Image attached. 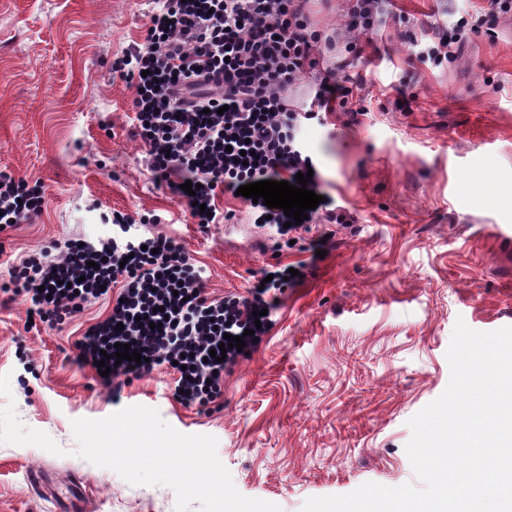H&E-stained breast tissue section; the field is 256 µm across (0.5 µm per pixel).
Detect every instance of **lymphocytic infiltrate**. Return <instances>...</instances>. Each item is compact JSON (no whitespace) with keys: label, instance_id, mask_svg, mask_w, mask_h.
Returning <instances> with one entry per match:
<instances>
[{"label":"lymphocytic infiltrate","instance_id":"obj_1","mask_svg":"<svg viewBox=\"0 0 512 512\" xmlns=\"http://www.w3.org/2000/svg\"><path fill=\"white\" fill-rule=\"evenodd\" d=\"M307 0H157L142 42L112 62V74L133 85L132 134L146 148L148 162L172 191L197 184L187 196L190 215L200 228L220 223L217 190L236 192L263 180L295 182L313 160L301 136L309 122L324 123L328 114L359 124L364 108L355 106L353 90L338 80L345 61L321 67L315 52L335 49L337 37L313 30ZM386 0H347L341 37L345 49L359 53L361 34L377 30ZM512 13V0H488L485 8L438 27L420 44V62L442 66L455 62L466 32L494 28ZM316 78L307 105H297L293 86L308 72ZM42 204L38 186L0 174V224H19L36 216ZM307 222L288 224L283 210L260 206L257 223L286 228L300 240L310 219L322 224V239L351 228L350 212L324 202L308 210ZM114 236L66 244L60 260L26 258L15 275L33 313L60 322L82 304L98 299L102 285L120 284V299L108 318L90 328L79 344L85 362L104 360L115 377L140 376L181 361L175 382L187 405L207 406L220 390L226 367L237 363V349L224 361L210 357L224 334L242 337L255 348L271 326L275 301L265 292L280 290L287 267L274 271L261 290L246 296H205L202 271L190 262L182 244L157 234H135V220L112 217ZM130 344L141 362L117 360V344Z\"/></svg>","mask_w":512,"mask_h":512}]
</instances>
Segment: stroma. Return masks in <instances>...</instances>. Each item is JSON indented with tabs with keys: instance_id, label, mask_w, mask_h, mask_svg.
I'll list each match as a JSON object with an SVG mask.
<instances>
[{
	"instance_id": "obj_1",
	"label": "stroma",
	"mask_w": 512,
	"mask_h": 512,
	"mask_svg": "<svg viewBox=\"0 0 512 512\" xmlns=\"http://www.w3.org/2000/svg\"><path fill=\"white\" fill-rule=\"evenodd\" d=\"M483 4L392 0L379 32L362 36L344 74L366 116L332 138L315 122L301 132L320 194L358 219L314 262L228 193L216 204L233 220L201 231L157 180L130 135L134 88L109 72L142 41L152 0H0V173L43 193L37 216L0 227V289L32 253L55 260L67 241L111 236L116 211L146 219L144 234L179 239L211 298L246 294L260 269L307 264L205 409L175 399L173 370L122 379L115 396L77 363L119 287L54 325L30 319L25 296L0 306V374L11 376L0 408L14 403L26 427L64 450L0 443V512H175L172 488L130 484L74 454L72 420L132 405L215 436L236 489L282 512L367 482L414 481L407 422L448 385L457 319L485 332L512 326V281L500 271L512 250L490 235L512 226V17L496 37L469 34L454 64L409 60V37L426 40ZM403 86L418 96L407 111Z\"/></svg>"
}]
</instances>
